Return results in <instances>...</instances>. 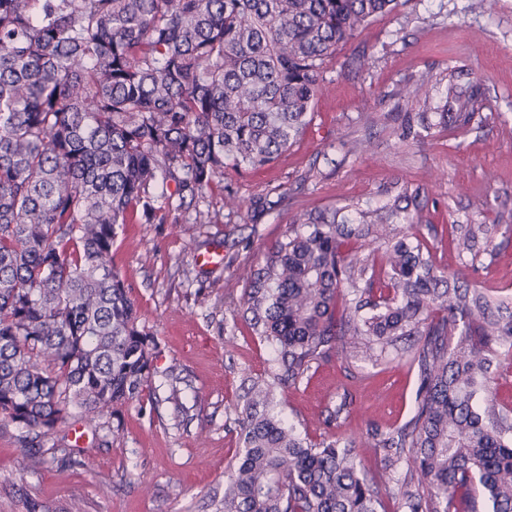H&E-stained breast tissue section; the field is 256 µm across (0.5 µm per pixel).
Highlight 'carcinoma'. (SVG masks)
<instances>
[{
  "label": "carcinoma",
  "instance_id": "obj_1",
  "mask_svg": "<svg viewBox=\"0 0 512 512\" xmlns=\"http://www.w3.org/2000/svg\"><path fill=\"white\" fill-rule=\"evenodd\" d=\"M396 5L0 0V428L17 429L31 469L50 463L43 439L71 409L110 431L149 387L155 340L112 268L120 225L165 224L224 170L276 161L338 47ZM464 76L448 71L439 113L462 134L487 104ZM427 208L420 185L397 181L357 224L303 210L242 268L224 304L273 356L240 408L222 512H378L362 443L301 437L275 399L334 359L376 363L402 340L414 414L369 447L387 473L406 462L405 512H512V408L491 391L512 358V291L445 272ZM511 232L454 224L448 240L477 274ZM352 404L343 391L322 424L340 428Z\"/></svg>",
  "mask_w": 512,
  "mask_h": 512
}]
</instances>
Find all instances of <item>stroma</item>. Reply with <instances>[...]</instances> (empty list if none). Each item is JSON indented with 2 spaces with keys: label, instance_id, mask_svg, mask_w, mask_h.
Listing matches in <instances>:
<instances>
[{
  "label": "stroma",
  "instance_id": "obj_1",
  "mask_svg": "<svg viewBox=\"0 0 512 512\" xmlns=\"http://www.w3.org/2000/svg\"><path fill=\"white\" fill-rule=\"evenodd\" d=\"M370 65H354L358 55ZM464 69L487 90L490 115L481 129L437 128L401 138L414 100L399 90L423 74ZM367 152H355L358 141ZM422 184L436 224L512 225V0L478 9L474 0H399L341 46L324 73L315 113L300 140L275 163L227 170L194 211L165 224H128L112 246L113 268L134 299L140 325L157 344L155 372L142 399L118 417V436L94 431L80 415L45 438L80 459L31 471L14 430L0 431V512H220L224 474L239 448L238 413L250 380L264 375L269 347L224 304L241 293L238 274L257 262L302 208L375 204L397 179ZM467 197H458V185ZM264 211H229L226 189ZM198 209V210H199ZM221 264L203 268L200 253ZM417 376L399 351L379 363L321 366L288 389L281 405L298 432L321 440L320 414L338 394L355 396L340 432L357 439L371 426L389 430L413 414Z\"/></svg>",
  "mask_w": 512,
  "mask_h": 512
}]
</instances>
